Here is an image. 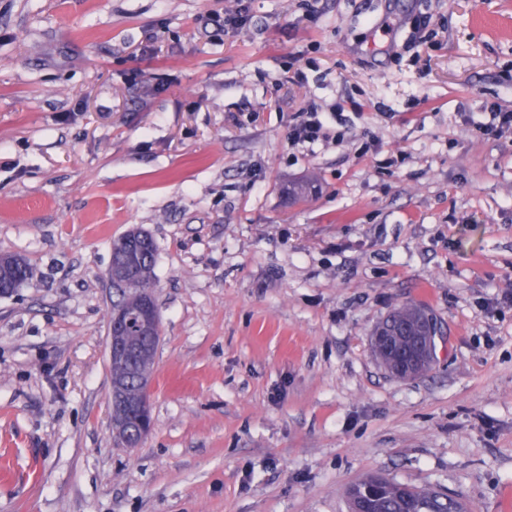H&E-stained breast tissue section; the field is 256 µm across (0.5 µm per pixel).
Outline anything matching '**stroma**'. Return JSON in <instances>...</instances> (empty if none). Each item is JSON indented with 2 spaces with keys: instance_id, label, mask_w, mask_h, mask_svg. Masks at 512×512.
Here are the masks:
<instances>
[{
  "instance_id": "obj_1",
  "label": "stroma",
  "mask_w": 512,
  "mask_h": 512,
  "mask_svg": "<svg viewBox=\"0 0 512 512\" xmlns=\"http://www.w3.org/2000/svg\"><path fill=\"white\" fill-rule=\"evenodd\" d=\"M309 108L327 139L291 143ZM495 112L512 0H0V253L33 269L0 296V512H348L375 473L512 512ZM134 228L162 336L122 448L107 272ZM406 302L444 339L400 380L370 337Z\"/></svg>"
}]
</instances>
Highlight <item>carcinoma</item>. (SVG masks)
<instances>
[{"label":"carcinoma","instance_id":"cac0c4a2","mask_svg":"<svg viewBox=\"0 0 512 512\" xmlns=\"http://www.w3.org/2000/svg\"><path fill=\"white\" fill-rule=\"evenodd\" d=\"M315 190V182L291 183L285 190L288 199L298 201L309 197ZM112 254L122 258L112 262V287L117 300L112 303V313L119 311L138 319L146 300L153 298L156 248L152 237L141 231L131 230L113 242ZM32 277V268L22 257L15 265L0 269V296H8L23 287ZM427 312L416 304H404L395 308L380 326L395 331L404 325L413 326L426 317ZM124 343L129 353L124 360L112 361V391L126 398L142 396L136 403V412L120 414L112 410V436L125 448L138 446L150 427L149 385L154 370L158 343L148 341L136 332L135 326L127 328ZM371 512H467L458 497L414 485L383 479L376 497L370 501Z\"/></svg>","mask_w":512,"mask_h":512}]
</instances>
